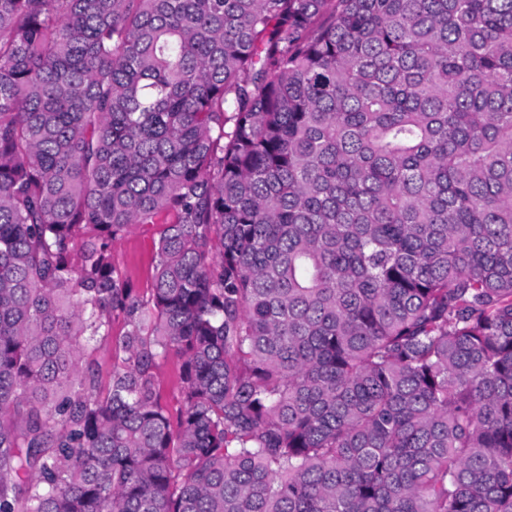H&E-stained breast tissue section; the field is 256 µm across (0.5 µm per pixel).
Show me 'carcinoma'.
I'll use <instances>...</instances> for the list:
<instances>
[{"label": "carcinoma", "mask_w": 512, "mask_h": 512, "mask_svg": "<svg viewBox=\"0 0 512 512\" xmlns=\"http://www.w3.org/2000/svg\"><path fill=\"white\" fill-rule=\"evenodd\" d=\"M0 512H512V0H0ZM160 224H135L128 232L112 239V259L128 276L138 292L153 287V255ZM156 382L160 389L161 404L176 425L177 415L182 406V398L178 383L179 364L177 359L171 357L158 362L155 370Z\"/></svg>", "instance_id": "1"}]
</instances>
